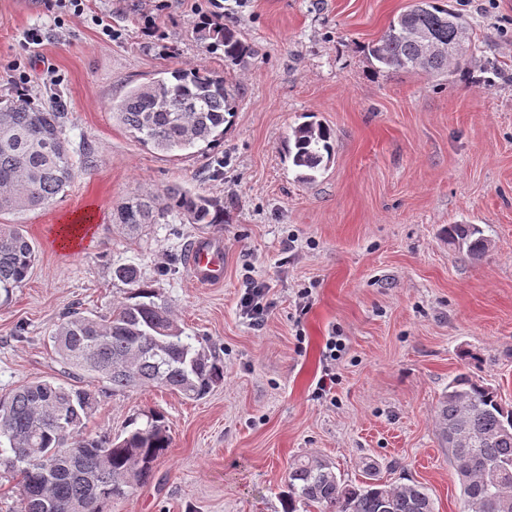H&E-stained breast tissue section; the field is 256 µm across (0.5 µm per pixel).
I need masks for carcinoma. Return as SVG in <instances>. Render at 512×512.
Returning <instances> with one entry per match:
<instances>
[{
  "label": "carcinoma",
  "instance_id": "1",
  "mask_svg": "<svg viewBox=\"0 0 512 512\" xmlns=\"http://www.w3.org/2000/svg\"><path fill=\"white\" fill-rule=\"evenodd\" d=\"M425 31L427 47L414 37ZM196 34L209 52L237 62L251 52L239 34L208 19ZM466 26L448 0H417L392 20L368 47L380 71L444 75L460 67L448 46L464 38ZM113 118L139 143L157 152L214 144L235 113L224 74L204 67L168 69L129 88L112 105ZM71 113L39 105L27 93L0 96V215L44 207L74 178L67 129ZM286 153L304 181L315 179L334 153L333 133L322 123L295 126ZM188 224L224 223V204L181 187L157 195L131 193L112 212V221L138 232L169 218ZM448 247L473 259L486 252L475 224L448 225ZM36 246L16 224H0V300L30 275ZM135 289L104 316L73 312L52 336L56 354L72 370L123 390L158 386L187 399H200L224 380V365L204 345H195L169 304L142 283L133 265L114 271ZM96 392L83 385L50 381L22 383L0 397V467L18 478L19 512H104L153 476L154 463L170 447L166 425L152 417L123 439L83 433ZM436 426L457 477L467 512H512V409L496 389L460 372L439 399ZM366 481L348 484L334 463L312 455L288 469L287 512H435L420 483L390 484L374 462L363 466Z\"/></svg>",
  "mask_w": 512,
  "mask_h": 512
}]
</instances>
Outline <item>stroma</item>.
I'll return each instance as SVG.
<instances>
[{
  "label": "stroma",
  "mask_w": 512,
  "mask_h": 512,
  "mask_svg": "<svg viewBox=\"0 0 512 512\" xmlns=\"http://www.w3.org/2000/svg\"><path fill=\"white\" fill-rule=\"evenodd\" d=\"M193 2L82 0L75 15L0 0V95L23 74L36 101L60 100L75 162L52 204L0 217L38 249L0 305V395L73 383L51 336L67 312L103 315L126 297L113 270L131 264L224 380L198 400L93 382L86 433L121 437L158 415L171 436L153 479L110 512H285L288 467L310 454L355 484L375 460L383 480L427 487L436 512H463L438 400L466 371L512 408V0H450L470 24L466 67L492 66L487 82L375 72L367 44L414 0H223L225 26L252 48L236 63L205 49ZM196 66L234 92L215 145L163 154L113 118L129 87ZM307 114L333 131L334 155L304 182L285 143ZM171 186L221 199L223 223L154 224L139 239L113 224L128 194ZM81 217L90 232L63 245L62 227ZM451 224L481 228L480 260L449 249ZM206 237L224 244V277L210 286L188 266ZM258 283L270 308L255 321L242 298ZM335 335L336 383L318 399Z\"/></svg>",
  "instance_id": "stroma-1"
}]
</instances>
